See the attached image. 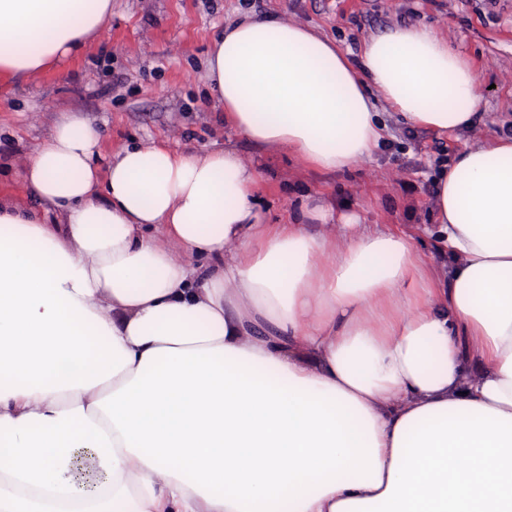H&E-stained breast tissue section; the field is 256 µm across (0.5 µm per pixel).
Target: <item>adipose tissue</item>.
<instances>
[{
    "label": "adipose tissue",
    "mask_w": 512,
    "mask_h": 512,
    "mask_svg": "<svg viewBox=\"0 0 512 512\" xmlns=\"http://www.w3.org/2000/svg\"><path fill=\"white\" fill-rule=\"evenodd\" d=\"M112 0H0V78L76 56ZM207 76L234 134L318 171L406 124L474 123L479 73L426 27L336 44L244 15ZM57 124L0 196V512H512V139L434 180L424 243L265 219L230 145ZM436 257H429V250Z\"/></svg>",
    "instance_id": "obj_1"
}]
</instances>
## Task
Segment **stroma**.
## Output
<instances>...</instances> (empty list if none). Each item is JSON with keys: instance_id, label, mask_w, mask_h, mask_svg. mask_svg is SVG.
Instances as JSON below:
<instances>
[{"instance_id": "1", "label": "stroma", "mask_w": 512, "mask_h": 512, "mask_svg": "<svg viewBox=\"0 0 512 512\" xmlns=\"http://www.w3.org/2000/svg\"><path fill=\"white\" fill-rule=\"evenodd\" d=\"M245 13L303 24L336 41L353 66L366 38L423 24L475 63L483 108L472 128L441 136L385 116L388 141L342 172L305 167L287 151L235 136L206 79V57ZM75 115L101 135L100 164L131 141L163 140L185 152L232 144L257 164L268 220L320 196L333 215L389 224L421 239L432 223V178L465 144L512 137V0H112L111 20L74 60L35 77L0 82V195L31 203L20 178L54 125Z\"/></svg>"}]
</instances>
